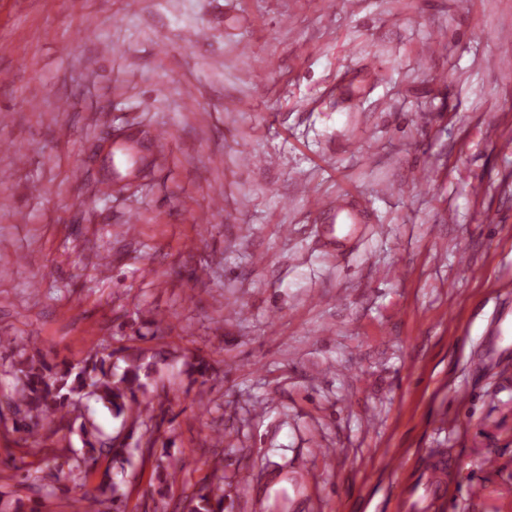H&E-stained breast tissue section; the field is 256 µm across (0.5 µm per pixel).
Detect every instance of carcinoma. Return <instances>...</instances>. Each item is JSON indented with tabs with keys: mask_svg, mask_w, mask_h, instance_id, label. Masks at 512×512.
<instances>
[{
	"mask_svg": "<svg viewBox=\"0 0 512 512\" xmlns=\"http://www.w3.org/2000/svg\"><path fill=\"white\" fill-rule=\"evenodd\" d=\"M155 362L146 352L131 346L117 350L106 348L77 363L50 364L35 352H20L11 360L14 389L5 403L15 416V430L24 433V442L38 447L41 439L55 432L57 425L68 422L71 416L82 417L83 401L94 400L107 407L115 418L135 417L141 426L155 419L150 402L143 399ZM82 450L75 453V468L88 473L102 456L124 468L133 452L153 453L156 440L148 437L145 443L114 444V437L102 433L85 420L79 426ZM76 509L100 512L99 496L85 491L74 499ZM188 512H224V486L204 485L190 499Z\"/></svg>",
	"mask_w": 512,
	"mask_h": 512,
	"instance_id": "obj_1",
	"label": "carcinoma"
}]
</instances>
